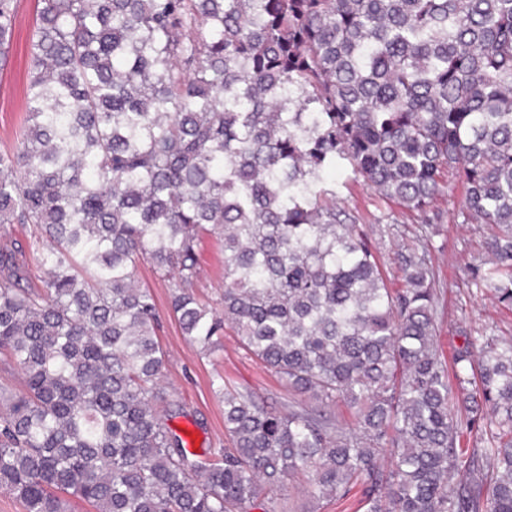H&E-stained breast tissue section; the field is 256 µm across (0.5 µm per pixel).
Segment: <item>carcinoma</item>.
<instances>
[{
	"instance_id": "cac0c4a2",
	"label": "carcinoma",
	"mask_w": 512,
	"mask_h": 512,
	"mask_svg": "<svg viewBox=\"0 0 512 512\" xmlns=\"http://www.w3.org/2000/svg\"><path fill=\"white\" fill-rule=\"evenodd\" d=\"M28 126L0 154V490L25 512H271L297 474L366 512H512V343L437 344L426 246L386 286L363 225L321 188L347 163L429 229L453 171L486 224L478 282L512 306V0H43ZM17 0H0V66ZM224 240V310L194 288ZM148 262L204 352L224 325L351 433L219 386L233 447L208 465L166 424ZM41 272L34 282L32 268ZM476 380L477 388L465 384ZM493 441L486 466L462 427Z\"/></svg>"
}]
</instances>
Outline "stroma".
<instances>
[{"label": "stroma", "instance_id": "1", "mask_svg": "<svg viewBox=\"0 0 512 512\" xmlns=\"http://www.w3.org/2000/svg\"><path fill=\"white\" fill-rule=\"evenodd\" d=\"M42 8L41 0H18L10 60L0 71V153L14 151L26 124L25 85L30 61V31ZM448 189L434 206L442 216L438 234L426 242L440 288L439 345L446 358H453L464 336L485 334L512 339V307L498 303L476 287L472 265L484 260L482 241L486 227L462 223L458 213L465 189L458 176L446 174ZM327 188L336 192L341 208L366 224L380 258L387 284L402 287L403 281L393 253L397 244L409 239L421 226L416 212L397 202L383 200L356 182L346 165H339L326 178ZM201 275L196 293L213 307H220L224 291V246L214 238L201 245ZM135 277L149 287L162 315L161 345L166 353L163 385L169 400L182 408V416L169 426L177 434H191L197 454L221 452L230 442L224 432V403L213 389L224 381L232 391L251 397L268 409L286 413L306 411L330 426L352 429L354 419L346 406H321L290 390L280 379L249 354L232 329H225L220 347L203 355L182 335L177 321L168 313L173 285L160 279L149 263H141ZM307 479L298 475L267 495L272 512H364L360 490L324 503L309 496Z\"/></svg>", "mask_w": 512, "mask_h": 512}]
</instances>
